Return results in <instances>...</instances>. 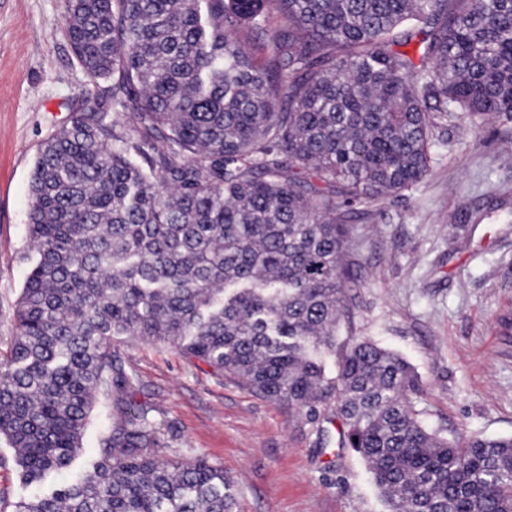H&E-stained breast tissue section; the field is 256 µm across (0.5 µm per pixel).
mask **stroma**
I'll return each instance as SVG.
<instances>
[{
  "mask_svg": "<svg viewBox=\"0 0 512 512\" xmlns=\"http://www.w3.org/2000/svg\"><path fill=\"white\" fill-rule=\"evenodd\" d=\"M67 0H0V362L33 252L29 184L49 136L103 94L65 32ZM353 318L420 376L413 404L442 435L512 436V123L458 110L436 129L423 182L349 213ZM112 350L127 402L162 424L157 453L224 469L232 512H389L364 461L339 445L332 403L310 414L154 339ZM0 438V512L43 494Z\"/></svg>",
  "mask_w": 512,
  "mask_h": 512,
  "instance_id": "1",
  "label": "stroma"
}]
</instances>
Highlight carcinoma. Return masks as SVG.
I'll return each instance as SVG.
<instances>
[{
    "label": "carcinoma",
    "mask_w": 512,
    "mask_h": 512,
    "mask_svg": "<svg viewBox=\"0 0 512 512\" xmlns=\"http://www.w3.org/2000/svg\"><path fill=\"white\" fill-rule=\"evenodd\" d=\"M65 29L111 85L31 176L36 257L0 363L24 481L70 468L96 402L132 387L112 341L140 336L267 397L332 402L390 512H512V437L427 428L417 374L368 338L325 368L352 313L341 209L421 182L454 109L512 121V0H68ZM244 29L268 39L248 51ZM161 435L140 408L82 477L14 512H230L224 469L159 457Z\"/></svg>",
    "instance_id": "1"
}]
</instances>
